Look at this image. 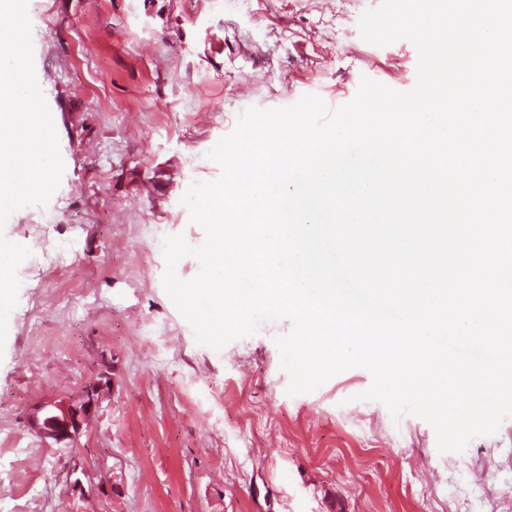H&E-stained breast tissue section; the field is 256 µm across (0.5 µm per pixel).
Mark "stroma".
I'll list each match as a JSON object with an SVG mask.
<instances>
[{"label":"stroma","instance_id":"obj_1","mask_svg":"<svg viewBox=\"0 0 512 512\" xmlns=\"http://www.w3.org/2000/svg\"><path fill=\"white\" fill-rule=\"evenodd\" d=\"M381 0H29L37 81L64 162L45 206L4 229L39 259L0 349V426L31 447L0 473L26 512H512V418L460 452L357 395L347 369L288 395L282 319L221 350L166 294L162 240L205 232L181 202L216 180L208 151L250 107L350 102L362 78L405 92L418 51L362 40ZM94 390L73 439L27 417Z\"/></svg>","mask_w":512,"mask_h":512}]
</instances>
